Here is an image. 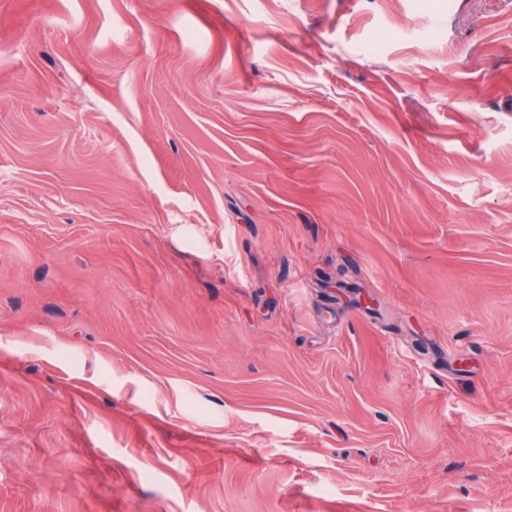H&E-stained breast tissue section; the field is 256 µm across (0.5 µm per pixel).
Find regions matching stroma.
I'll use <instances>...</instances> for the list:
<instances>
[{
    "mask_svg": "<svg viewBox=\"0 0 512 512\" xmlns=\"http://www.w3.org/2000/svg\"><path fill=\"white\" fill-rule=\"evenodd\" d=\"M0 512H512V0H0Z\"/></svg>",
    "mask_w": 512,
    "mask_h": 512,
    "instance_id": "stroma-1",
    "label": "stroma"
}]
</instances>
